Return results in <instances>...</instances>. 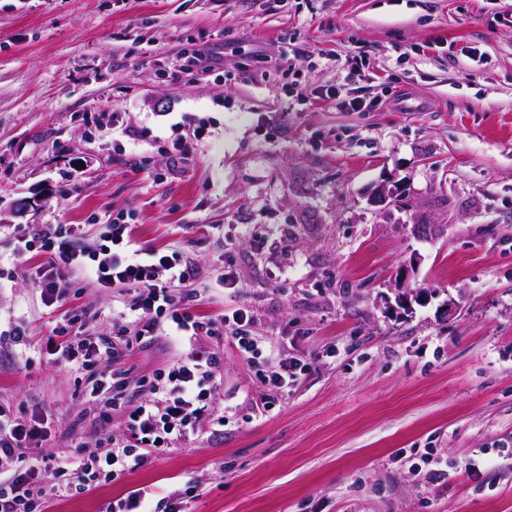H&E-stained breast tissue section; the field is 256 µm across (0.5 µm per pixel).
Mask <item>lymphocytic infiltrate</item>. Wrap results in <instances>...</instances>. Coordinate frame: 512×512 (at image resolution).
Instances as JSON below:
<instances>
[{"label": "lymphocytic infiltrate", "instance_id": "f902f5d3", "mask_svg": "<svg viewBox=\"0 0 512 512\" xmlns=\"http://www.w3.org/2000/svg\"><path fill=\"white\" fill-rule=\"evenodd\" d=\"M13 252L23 259L38 254L42 262L31 275L46 304H56L66 277L90 274L103 288L128 297L124 310L112 316L108 336H73L47 341L48 354L75 373L82 395L95 401L101 424L122 412L124 431L106 438L103 450L81 448L67 455L42 452L48 432L40 422L13 414L0 406V512H45L50 501L69 498L117 481L153 464L162 454L189 440L204 418L223 425L222 366L213 352L196 347L203 336L231 331L240 352L254 357L255 337L245 328L252 319L241 306L213 322L193 313L187 285L200 268L175 249L138 246L125 215L107 218L98 241L84 239L76 225L45 224L38 231L13 230ZM187 345L188 354L167 363L143 380L141 397L130 401L126 372L117 362L136 345H150L160 337ZM198 485L156 498L140 487L113 500L108 512H185L186 498L196 497Z\"/></svg>", "mask_w": 512, "mask_h": 512}]
</instances>
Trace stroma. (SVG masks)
Returning <instances> with one entry per match:
<instances>
[{"mask_svg":"<svg viewBox=\"0 0 512 512\" xmlns=\"http://www.w3.org/2000/svg\"><path fill=\"white\" fill-rule=\"evenodd\" d=\"M198 47L223 67L184 70ZM357 94L372 108L337 107ZM175 131L187 158L163 151ZM383 184L398 202H373ZM121 211L203 278L232 262L239 292L194 310L249 305L259 353L201 337L223 426L47 512L193 482L186 512H512V0H0V327L61 319L14 225L93 238ZM63 288L85 334L111 333V289ZM282 348L308 369L267 410ZM182 351L164 337L119 366ZM75 390L48 355L0 352V405L41 420L45 451L96 445Z\"/></svg>","mask_w":512,"mask_h":512,"instance_id":"1","label":"stroma"}]
</instances>
